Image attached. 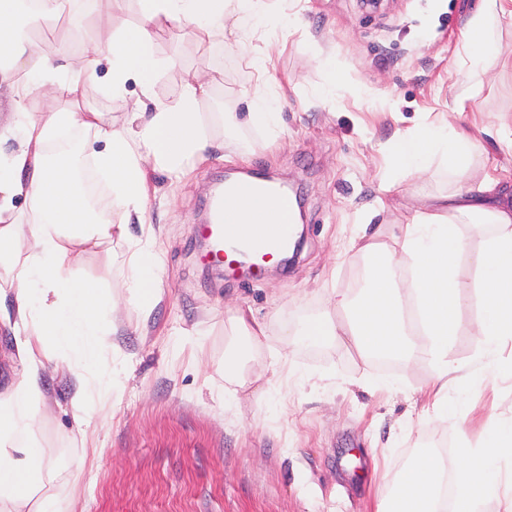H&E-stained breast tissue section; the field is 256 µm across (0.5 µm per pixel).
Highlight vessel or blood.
Wrapping results in <instances>:
<instances>
[{
  "label": "vessel or blood",
  "instance_id": "b4317fda",
  "mask_svg": "<svg viewBox=\"0 0 512 512\" xmlns=\"http://www.w3.org/2000/svg\"><path fill=\"white\" fill-rule=\"evenodd\" d=\"M248 199H263L272 203L280 224H291L296 210V199L264 174L254 172L246 178L223 184L222 191L212 202L211 217L203 232L212 248L211 263L234 270L241 262H249L256 271H263L273 254L285 253L290 245L287 233L274 234L263 226L245 235L228 232L236 203Z\"/></svg>",
  "mask_w": 512,
  "mask_h": 512
}]
</instances>
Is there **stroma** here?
Returning a JSON list of instances; mask_svg holds the SVG:
<instances>
[{"label":"stroma","instance_id":"obj_1","mask_svg":"<svg viewBox=\"0 0 512 512\" xmlns=\"http://www.w3.org/2000/svg\"><path fill=\"white\" fill-rule=\"evenodd\" d=\"M486 0H387L373 11L362 0H272L252 33L255 59L238 56L232 26L214 46L174 23L160 24L158 58L172 60L156 81L167 97L186 73L208 80L201 108L240 116L245 156L211 148L181 173L150 169L142 223L162 257L160 295L140 309L121 288L128 246L113 240L111 266L97 254L73 265L114 297L100 320L107 370L83 363L47 365L35 429L46 468L30 507L46 497L75 501L74 512H376L386 484L420 451L449 437L482 443L512 418V343L496 360L483 355L475 320L477 289L448 357L467 378L449 388L461 407L448 421L427 417L435 375L427 357L383 372L375 361L331 341L301 336L306 319L329 310L334 291L354 288L359 258L349 251L362 217L385 233L404 223L425 197L446 195L489 177L512 187V19L493 20V49L479 66L464 63L460 42ZM137 0L112 11L87 4L37 51L81 44L138 20ZM336 57L346 74L334 100L320 94L324 65ZM99 65L75 95L45 88L31 111L56 106L100 113L121 125L139 93L106 91ZM277 99L283 124L258 130L245 121L246 100ZM431 126L465 133L476 145L465 171L433 160L420 176L394 184L389 149ZM259 170L303 201L304 240L294 264L239 275L206 267L200 243L203 188L217 171ZM269 319L248 373L262 392H235L224 379V327L236 307ZM390 376L392 388L379 387ZM103 378L105 401L75 402L80 378Z\"/></svg>","mask_w":512,"mask_h":512}]
</instances>
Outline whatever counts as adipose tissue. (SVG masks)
Here are the masks:
<instances>
[{"label": "adipose tissue", "instance_id": "adipose-tissue-1", "mask_svg": "<svg viewBox=\"0 0 512 512\" xmlns=\"http://www.w3.org/2000/svg\"><path fill=\"white\" fill-rule=\"evenodd\" d=\"M71 2L39 0L37 10L29 12L23 0H0V92L15 109L13 120L0 125V145H13L0 152V323L12 333L22 367L0 394V512H24L27 490L42 481L45 459L35 445V426L50 350L63 359L72 353L82 362L104 359L99 322L110 298L92 280L71 275L74 259L110 240H131L125 286L140 306H149L158 293L162 260L147 241L130 233L132 220L145 209V162L179 171L186 160L203 156L212 146L214 128L230 133L237 123L227 112L200 111L208 86L197 76L183 79L167 98L156 96L155 78L163 67L153 53L158 25L176 23L213 39L223 34L229 11L240 33L235 44L251 56L255 49L246 35L260 20L259 0H139V23L95 43L79 62L31 54L25 25L60 16ZM102 63L110 95L126 96L132 81L140 88L122 125L103 124L96 112L29 111L46 85H57L61 96L71 95L83 75ZM77 128L94 131L102 144L93 164L111 189V209L120 220L96 214L75 178L82 157L63 144ZM473 149L462 135L422 128L393 144L391 163L404 177L424 172L435 157L460 170ZM18 196L28 199V215L15 213ZM462 217L486 228L472 257L476 278L470 285L480 294L477 328L484 354L495 358L503 341L512 340V193L488 178L415 208L391 237L377 230L361 233L354 248L368 267L364 284L357 294L339 292L331 298L345 321L325 313L302 330L309 340L345 344L366 359L408 362L426 352L436 367L429 410L442 420L448 417V375L453 371L448 351L470 286L457 272L466 248L458 225ZM27 232L37 249L25 255L19 244ZM415 332L428 338L426 348L411 341ZM228 333L236 342L224 354V375L245 391L253 380L244 373L242 351L260 344L265 325L252 310L239 307ZM507 462L512 463V419L500 422L481 447L463 449L451 512H483L491 503L499 512H512L503 468ZM446 470L439 450L422 451L388 487L377 512H441Z\"/></svg>", "mask_w": 512, "mask_h": 512}]
</instances>
